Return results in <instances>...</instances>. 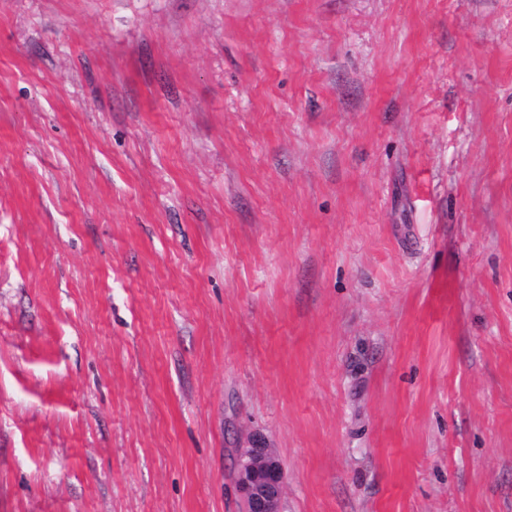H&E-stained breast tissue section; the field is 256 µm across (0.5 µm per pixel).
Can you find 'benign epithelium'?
<instances>
[{"label": "benign epithelium", "mask_w": 512, "mask_h": 512, "mask_svg": "<svg viewBox=\"0 0 512 512\" xmlns=\"http://www.w3.org/2000/svg\"><path fill=\"white\" fill-rule=\"evenodd\" d=\"M233 481L241 496V512H282L286 475L276 451L254 438L237 450Z\"/></svg>", "instance_id": "1"}]
</instances>
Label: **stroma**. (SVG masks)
I'll return each instance as SVG.
<instances>
[{
	"instance_id": "35a3bbf8",
	"label": "stroma",
	"mask_w": 512,
	"mask_h": 512,
	"mask_svg": "<svg viewBox=\"0 0 512 512\" xmlns=\"http://www.w3.org/2000/svg\"><path fill=\"white\" fill-rule=\"evenodd\" d=\"M512 512V0H0V512ZM233 481L242 512H282L286 475L279 455L258 438L237 450Z\"/></svg>"
}]
</instances>
